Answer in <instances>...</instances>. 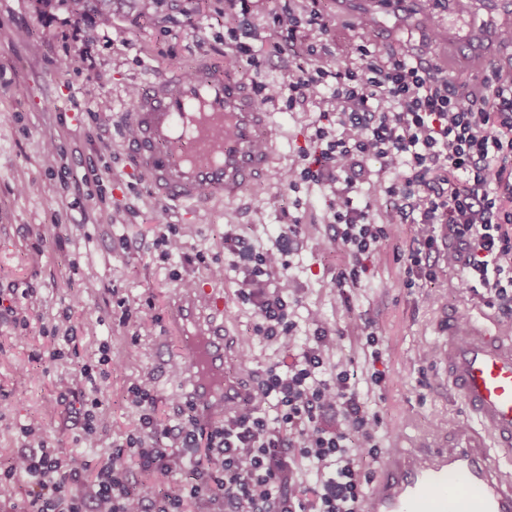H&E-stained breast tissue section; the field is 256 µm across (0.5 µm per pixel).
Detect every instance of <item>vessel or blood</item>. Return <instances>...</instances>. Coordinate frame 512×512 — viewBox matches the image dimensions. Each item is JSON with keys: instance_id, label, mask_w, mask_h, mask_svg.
<instances>
[{"instance_id": "1", "label": "vessel or blood", "mask_w": 512, "mask_h": 512, "mask_svg": "<svg viewBox=\"0 0 512 512\" xmlns=\"http://www.w3.org/2000/svg\"><path fill=\"white\" fill-rule=\"evenodd\" d=\"M124 119L134 132L130 167L165 204L238 201L273 167L270 112L217 61L144 80ZM222 313L198 289L175 306L183 378L205 426L214 406L233 410L250 393L230 369ZM438 349L448 391L469 418L433 442L387 449L369 512H512V336L484 314H452Z\"/></svg>"}]
</instances>
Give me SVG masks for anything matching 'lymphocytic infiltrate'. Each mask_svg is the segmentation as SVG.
I'll return each mask as SVG.
<instances>
[{"mask_svg": "<svg viewBox=\"0 0 512 512\" xmlns=\"http://www.w3.org/2000/svg\"><path fill=\"white\" fill-rule=\"evenodd\" d=\"M275 24L279 36L258 49L237 43L226 64L258 67L307 32H328L304 5L284 10ZM358 52L355 69L332 59L328 44L307 46L306 64L287 81L257 89L262 102L291 111L308 104L335 111L333 121L310 127L314 160L284 176L286 189L304 183L333 197L331 241L347 258L333 287L360 285L379 245L411 224L403 287L419 278L440 283L457 271L484 305L512 318V77L491 73L490 96L466 101L439 68L364 44ZM373 160L378 169L370 168ZM377 172L387 206L374 213L355 207L353 193ZM299 234V225H284L259 251L236 228L224 231V264L244 274L239 297L253 310L254 332L284 358L266 367L249 403L208 428L192 413L168 427L156 418L151 379L141 380L129 389L134 433L98 462L65 452L40 423H29L20 429L26 450L0 467V501L14 512H185L202 500L212 512H366L363 464L381 452V420L349 370L327 363L341 338L335 324L312 312L303 330L295 319L283 255ZM134 469L166 475L164 490L131 485ZM22 477L28 493L20 499ZM85 481L90 492H76Z\"/></svg>", "mask_w": 512, "mask_h": 512, "instance_id": "f902f5d3", "label": "lymphocytic infiltrate"}]
</instances>
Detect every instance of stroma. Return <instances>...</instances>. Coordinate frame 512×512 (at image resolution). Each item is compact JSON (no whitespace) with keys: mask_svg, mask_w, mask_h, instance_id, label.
<instances>
[{"mask_svg":"<svg viewBox=\"0 0 512 512\" xmlns=\"http://www.w3.org/2000/svg\"><path fill=\"white\" fill-rule=\"evenodd\" d=\"M289 0H255L249 26H241L226 0H157L142 11L139 0H93L89 19L74 29L67 0H0V289L35 287L36 303L15 297L27 327L0 318V462L24 441L21 425L38 420L65 451L78 449L79 426L55 399L70 386L72 404L85 390L75 382L81 365L109 346L117 369L97 375L102 401L99 447L89 454L107 459L114 445L133 433L137 414L128 389L152 378L160 420L177 424L185 416L187 389L176 361L178 341L169 320L177 279L193 276L199 287L224 296L227 331L239 351L240 378L254 383L278 361L272 344L253 333L255 318L238 297L241 274L224 269V227L235 224L256 248L272 245L284 225L301 224L298 249L288 261L305 318L317 310L343 333L329 364L349 363L371 408L382 418L384 444L406 448L465 419L464 406L450 397L437 362L427 350L438 341L437 323L451 310L484 312L459 274L447 282L417 281L401 287L409 224L384 241L368 260L358 288H336L332 275L346 261L332 246L329 193L318 187L286 192L282 175L301 156H314L308 129L321 109L290 111L271 105L278 131L276 169L241 203L196 214L156 201L132 174L120 122L133 84L161 68L190 71L197 58L223 59L235 42L267 40L276 15ZM328 24L331 49L358 62V45L380 52L404 50L448 73L453 91L470 98L487 93L489 70L512 74V0H318ZM109 13L111 31L94 17ZM368 16L367 28L358 25ZM87 53L84 69L69 68V56ZM55 138L58 153L47 160L44 145ZM25 193H17L16 182ZM287 195L285 208L270 197ZM173 225L182 254L167 256L152 242L160 225ZM71 309L78 340L53 366L34 354L47 339L43 322ZM371 319L383 340V355L370 365L357 331ZM386 371V383L371 385L372 369Z\"/></svg>","mask_w":512,"mask_h":512,"instance_id":"35a3bbf8","label":"stroma"}]
</instances>
